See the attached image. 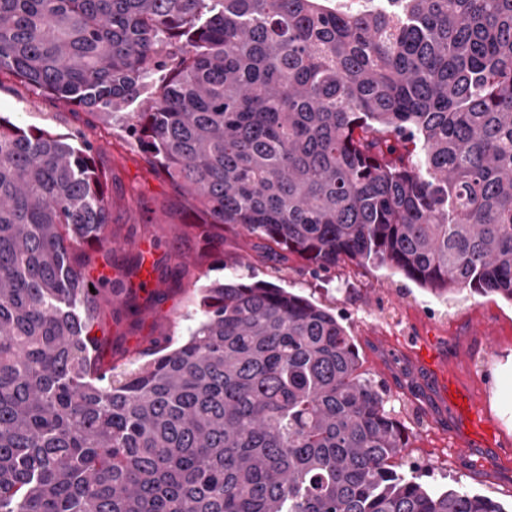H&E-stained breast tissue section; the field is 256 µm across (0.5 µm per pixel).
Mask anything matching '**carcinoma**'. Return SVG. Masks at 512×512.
<instances>
[{"instance_id": "carcinoma-1", "label": "carcinoma", "mask_w": 512, "mask_h": 512, "mask_svg": "<svg viewBox=\"0 0 512 512\" xmlns=\"http://www.w3.org/2000/svg\"><path fill=\"white\" fill-rule=\"evenodd\" d=\"M155 70L131 127L207 223L512 302V0H0V74L105 127ZM111 209L85 135L0 118V512H506L403 475L353 336L283 288L204 284L101 369Z\"/></svg>"}]
</instances>
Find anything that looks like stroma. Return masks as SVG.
I'll list each match as a JSON object with an SVG mask.
<instances>
[{
    "instance_id": "stroma-1",
    "label": "stroma",
    "mask_w": 512,
    "mask_h": 512,
    "mask_svg": "<svg viewBox=\"0 0 512 512\" xmlns=\"http://www.w3.org/2000/svg\"><path fill=\"white\" fill-rule=\"evenodd\" d=\"M0 116L63 137L90 132L95 121L79 107L36 94L9 76L0 78ZM97 158L112 171V277L131 290L141 309L136 317L113 314V365L125 366L153 340H176L196 327L200 285L275 284L342 317L363 372L387 391V407L408 436L405 463L422 483L486 495L512 512V461L480 448L452 447L448 432L455 416L436 381L440 374L455 378L481 403L501 437L512 440V302L468 292L448 302L398 272L349 261L316 276L296 254H267L263 240L220 227L213 230L217 245L206 246L184 199L152 172L125 120L113 121ZM139 242L144 252H137ZM139 253L153 267L150 279L133 268ZM478 329L490 341L475 352L471 338ZM428 331L444 356L434 372L412 358L416 337Z\"/></svg>"
}]
</instances>
